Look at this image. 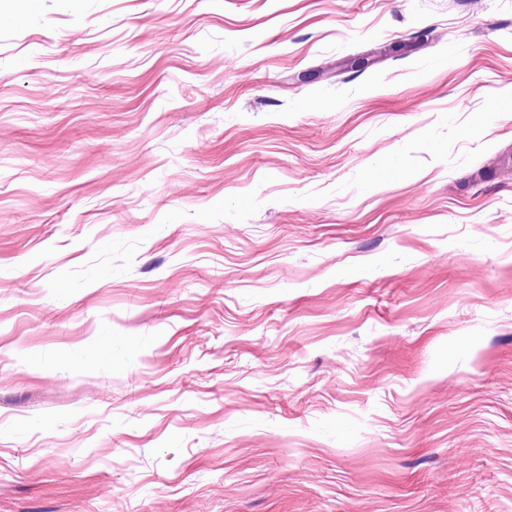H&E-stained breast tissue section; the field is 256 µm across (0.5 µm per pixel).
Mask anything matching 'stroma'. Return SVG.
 I'll return each instance as SVG.
<instances>
[{
    "label": "stroma",
    "instance_id": "stroma-1",
    "mask_svg": "<svg viewBox=\"0 0 512 512\" xmlns=\"http://www.w3.org/2000/svg\"><path fill=\"white\" fill-rule=\"evenodd\" d=\"M0 512H512V0H0Z\"/></svg>",
    "mask_w": 512,
    "mask_h": 512
}]
</instances>
